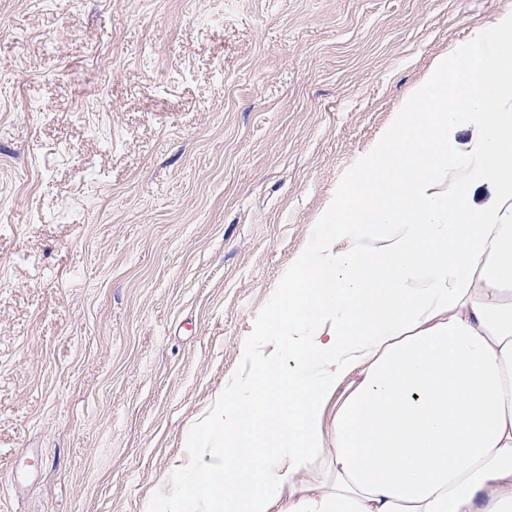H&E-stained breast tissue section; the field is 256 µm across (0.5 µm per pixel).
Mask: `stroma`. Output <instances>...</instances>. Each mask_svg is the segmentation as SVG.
I'll return each mask as SVG.
<instances>
[{"instance_id": "obj_1", "label": "stroma", "mask_w": 512, "mask_h": 512, "mask_svg": "<svg viewBox=\"0 0 512 512\" xmlns=\"http://www.w3.org/2000/svg\"><path fill=\"white\" fill-rule=\"evenodd\" d=\"M512 0H0V512H143L356 160Z\"/></svg>"}]
</instances>
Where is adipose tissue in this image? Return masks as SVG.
Returning <instances> with one entry per match:
<instances>
[{
	"instance_id": "adipose-tissue-1",
	"label": "adipose tissue",
	"mask_w": 512,
	"mask_h": 512,
	"mask_svg": "<svg viewBox=\"0 0 512 512\" xmlns=\"http://www.w3.org/2000/svg\"><path fill=\"white\" fill-rule=\"evenodd\" d=\"M240 353L143 512H512V15L412 91Z\"/></svg>"
}]
</instances>
